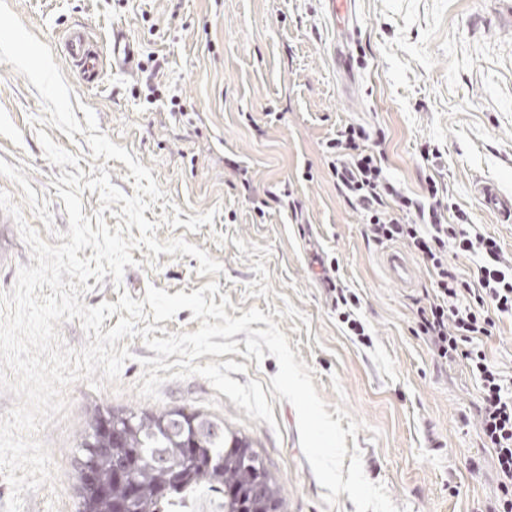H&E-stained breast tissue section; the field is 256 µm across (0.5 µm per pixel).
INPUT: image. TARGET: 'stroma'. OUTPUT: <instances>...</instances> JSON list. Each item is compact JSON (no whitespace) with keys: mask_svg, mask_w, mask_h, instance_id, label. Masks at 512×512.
Instances as JSON below:
<instances>
[{"mask_svg":"<svg viewBox=\"0 0 512 512\" xmlns=\"http://www.w3.org/2000/svg\"><path fill=\"white\" fill-rule=\"evenodd\" d=\"M26 28L50 46L72 99L91 107L101 132L151 168L166 198L180 207V227L160 224L161 204L145 211L158 241L181 237L223 270L199 275L196 258L132 250L121 284L105 276L81 295L85 305L144 300L147 287L192 293L215 281L241 317L259 308L311 369L328 406L360 421L356 438L367 479L386 486L399 512H489L503 497L495 458L477 422L479 383L465 361L438 365L418 334L417 310L434 284L411 256L404 286L384 267L388 246L367 236L360 210L339 190L326 143L346 124L384 135L387 176L408 195L435 181L449 212L465 211L475 232L497 240L512 264V223L482 204L477 187L492 182L512 194V0H356L349 44L355 82L347 94L336 55L338 22L330 0H7ZM84 26L99 46L123 28L138 66L105 71L86 88L61 52V37ZM155 78L140 70L148 59ZM182 109H171V99ZM35 87L0 63V191L50 245L68 231L51 164L36 134L51 139L89 170L83 134L44 125ZM215 210L213 224L190 232V217ZM155 267H148V259ZM31 253L15 221L0 211V293L15 285ZM355 292L366 336H352L335 311L332 286ZM481 338L490 361L512 376V316L495 315ZM118 384L77 381L65 388L67 412L39 434L53 477L24 492L23 512H77L76 447L94 407L160 413L175 407L223 420L253 441L284 487L285 512H356L347 493L326 504L303 455L295 408L273 390V356L246 364L233 380L260 381L275 426L250 418L202 377L168 380L159 400L143 399L141 337Z\"/></svg>","mask_w":512,"mask_h":512,"instance_id":"1","label":"stroma"}]
</instances>
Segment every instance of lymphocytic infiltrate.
<instances>
[{
  "label": "lymphocytic infiltrate",
  "instance_id": "1",
  "mask_svg": "<svg viewBox=\"0 0 512 512\" xmlns=\"http://www.w3.org/2000/svg\"><path fill=\"white\" fill-rule=\"evenodd\" d=\"M364 127L349 124L327 143L329 168L347 201L367 217L377 242H403L420 256L434 280L435 297L418 310V330L442 360L465 359L480 385L479 427L492 449L502 477L501 512H512V389L476 340L491 336L493 312L512 314V270L500 260L494 238L470 234L471 217L446 206L436 184L427 187L429 202L406 195L385 174L382 152ZM480 254L476 283H469L448 262L449 252ZM469 293L470 304L459 302Z\"/></svg>",
  "mask_w": 512,
  "mask_h": 512
}]
</instances>
